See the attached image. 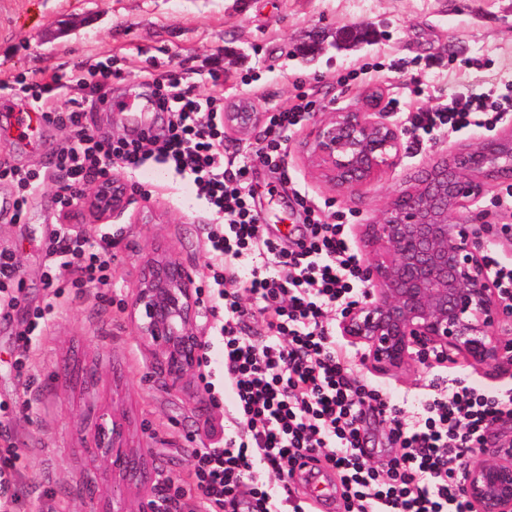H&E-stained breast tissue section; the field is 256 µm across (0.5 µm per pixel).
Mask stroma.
I'll return each instance as SVG.
<instances>
[{"mask_svg":"<svg viewBox=\"0 0 512 512\" xmlns=\"http://www.w3.org/2000/svg\"><path fill=\"white\" fill-rule=\"evenodd\" d=\"M356 26L369 28V40L337 48V32ZM215 61L224 71L225 102L244 95L259 112L288 105L298 83L318 87L320 110L286 141L291 181L261 165L249 171L266 223L291 228L296 218L287 201L303 187L317 205H333L350 224H361L380 219L410 175L468 135L444 132L420 152L403 150L396 168L345 196L306 160L316 122L372 91H399L405 72L425 75L443 95L461 82L481 90L512 80V0H0V160L44 170L69 137L66 128L45 123L37 143L19 138L14 116L27 109L33 74L68 75L85 63L119 72L106 86L116 108L88 115L95 135L112 138L135 125L119 101L144 95L152 80L178 67L204 70ZM340 75L349 79L348 94L338 92ZM128 181L138 191L128 209L86 227L90 241L106 234L117 243L111 287L63 282L53 290L45 284V242L62 226L57 186L46 183L15 224L10 203L17 186L0 180V249L13 251L20 268L0 313V420L19 450L24 483L15 512H111L116 500L135 512L142 493L162 479L186 484L191 449L221 437L231 417L216 347L221 317L200 322L211 343L209 366H195L187 385L174 390L154 370L130 311L142 262L155 249L195 269L201 304L210 308L217 287L207 232L219 218L167 165L149 162ZM34 320L39 326L23 342L20 334ZM348 350L359 381L383 386L406 411L419 407L433 367L382 371L366 360L363 346ZM63 367L74 374L64 390L55 382ZM106 409L116 440L145 462L141 474L109 484L94 438Z\"/></svg>","mask_w":512,"mask_h":512,"instance_id":"stroma-1","label":"stroma"}]
</instances>
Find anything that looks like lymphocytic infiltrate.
I'll return each mask as SVG.
<instances>
[{
	"mask_svg": "<svg viewBox=\"0 0 512 512\" xmlns=\"http://www.w3.org/2000/svg\"><path fill=\"white\" fill-rule=\"evenodd\" d=\"M101 76L89 84V105L67 112L47 107L63 87L60 77L34 78L33 109L45 122L68 128L70 139L57 150L49 175L0 163V178L23 189L13 203L18 223L45 181L57 182L60 202L68 205L91 178L107 179L116 166L134 173L153 159L189 179L224 218L210 227L207 241L218 287L214 306L224 316L219 335L224 385L235 397L233 426L218 444L193 450V491L163 501L164 512H311L297 477L326 471L339 479L345 512H473L458 490L462 466L485 445L493 423L512 422V388L457 380L410 415L380 386L357 380L333 330L334 316L363 293L362 258L343 212H325L307 192L295 191L305 232L285 250L265 235L251 204L250 168L260 164L287 176L285 134L313 111L312 93L299 90L247 151L229 152L223 98L197 91L201 83H220L219 70L155 81L152 99L168 115L163 131L112 140L97 138L87 125L89 106L105 101L101 82L111 73ZM426 89L425 78L411 77L407 94L390 102L392 112L411 124L416 147L443 131L488 130L512 115L511 83L480 93L464 89L431 107L419 102ZM112 247L107 235L90 249L76 230L56 233L49 253L65 263L49 266L48 287H57L64 273L76 288L108 285ZM256 318L263 319L264 331L248 335L244 327ZM371 417L398 445L381 468L369 463L362 435Z\"/></svg>",
	"mask_w": 512,
	"mask_h": 512,
	"instance_id": "f902f5d3",
	"label": "lymphocytic infiltrate"
}]
</instances>
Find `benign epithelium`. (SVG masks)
<instances>
[{"label":"benign epithelium","instance_id":"1","mask_svg":"<svg viewBox=\"0 0 512 512\" xmlns=\"http://www.w3.org/2000/svg\"><path fill=\"white\" fill-rule=\"evenodd\" d=\"M266 122L239 100L224 112L225 132L251 134ZM406 128L370 104L338 109L319 121L307 147L309 164L345 195H355L401 156ZM512 181V127L439 157L389 202L383 218L360 224L365 286L362 300L339 321L341 335L366 348L384 370L429 363L430 354L457 356L471 367L512 369V305H506L484 262L498 236L491 224L468 223L465 213L495 184ZM130 184L118 175L88 185L74 209L97 220L117 217L132 203ZM137 330L155 351L156 369L173 389L183 387L202 350L201 310L193 271L156 252L143 264L132 302ZM110 473L126 470L133 456L98 437ZM460 493L474 512H512V439L465 460ZM135 512H162L159 492L145 493Z\"/></svg>","mask_w":512,"mask_h":512}]
</instances>
